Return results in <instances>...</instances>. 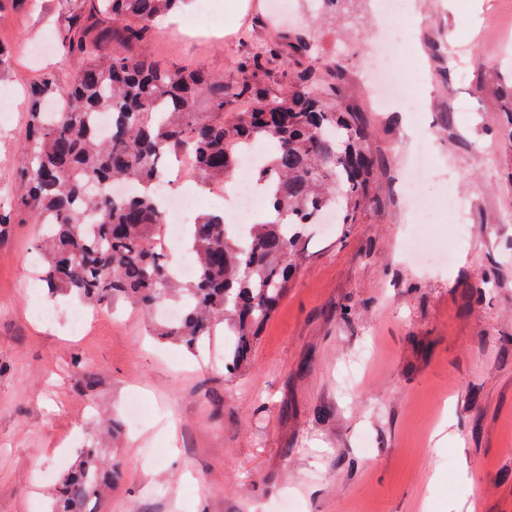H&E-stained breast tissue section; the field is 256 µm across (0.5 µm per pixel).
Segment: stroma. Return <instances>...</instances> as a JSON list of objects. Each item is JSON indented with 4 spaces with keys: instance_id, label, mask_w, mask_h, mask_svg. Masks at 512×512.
<instances>
[{
    "instance_id": "1",
    "label": "stroma",
    "mask_w": 512,
    "mask_h": 512,
    "mask_svg": "<svg viewBox=\"0 0 512 512\" xmlns=\"http://www.w3.org/2000/svg\"><path fill=\"white\" fill-rule=\"evenodd\" d=\"M456 2H417L409 113L373 106L378 0H294L281 21L250 0L232 34L196 24L193 4L155 22V60L231 87L256 43L280 51L258 86L313 67L316 88L368 124L378 200L360 223L308 227L311 259L233 377L220 331L196 356L122 306L72 332L76 299L37 283L38 226L0 224V512H50L59 455L91 444L121 472L95 512H512V45L486 35L498 23L512 41V0H483L478 15ZM79 3L0 0V90L16 96L0 109V185L16 177L25 88L45 70L71 82L59 34ZM422 137L425 195L466 202L429 227L453 244L447 264L405 253L403 181ZM47 303L51 324L32 315ZM133 394L138 432L124 415Z\"/></svg>"
}]
</instances>
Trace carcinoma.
Listing matches in <instances>:
<instances>
[{
    "label": "carcinoma",
    "instance_id": "obj_1",
    "mask_svg": "<svg viewBox=\"0 0 512 512\" xmlns=\"http://www.w3.org/2000/svg\"><path fill=\"white\" fill-rule=\"evenodd\" d=\"M81 2L62 34L81 67L66 87L50 70L28 86L15 208H0V224L42 226V278L54 293L102 311L126 300L147 316L174 303L178 318L155 334L191 352L224 325V370L234 376L248 367L261 326L309 259L306 227L326 209L336 223L354 224L373 201L369 129L356 111L315 93L310 70L283 71L272 92L155 63L146 51L154 21L189 0ZM113 37L117 47L108 52ZM277 57L267 44L238 69L254 74ZM202 96L206 112L197 111ZM98 112L111 114L106 136L93 123ZM257 142L269 151L256 181L274 219L248 225L245 245L227 233L224 217L198 218L186 230L195 276L179 279L161 248L165 213L155 193L168 161H191L211 190L235 170L238 149ZM116 182L130 190L107 194ZM119 479L99 449L83 448L57 481L52 512H92Z\"/></svg>",
    "mask_w": 512,
    "mask_h": 512
}]
</instances>
